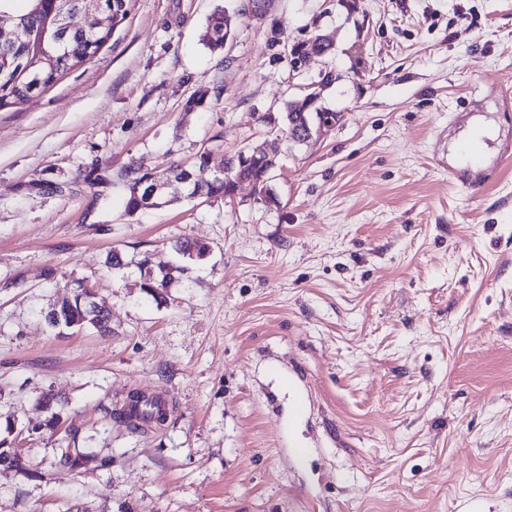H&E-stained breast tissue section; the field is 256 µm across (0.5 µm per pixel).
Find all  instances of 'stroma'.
Masks as SVG:
<instances>
[{"label": "stroma", "instance_id": "35a3bbf8", "mask_svg": "<svg viewBox=\"0 0 512 512\" xmlns=\"http://www.w3.org/2000/svg\"><path fill=\"white\" fill-rule=\"evenodd\" d=\"M315 35L330 53L294 70L283 43ZM325 71L324 136L262 122ZM479 117L499 173L474 195L448 171ZM248 147L273 202L244 183L126 213V169ZM505 155L512 0H131L96 56L0 108V440L40 472L0 467V512H512ZM184 238L209 253L164 300L104 265H178ZM82 284L109 334L45 322ZM133 392L166 422L132 431ZM224 9L217 7L208 20L202 41L212 51L224 50ZM212 34V35H210Z\"/></svg>", "mask_w": 512, "mask_h": 512}]
</instances>
